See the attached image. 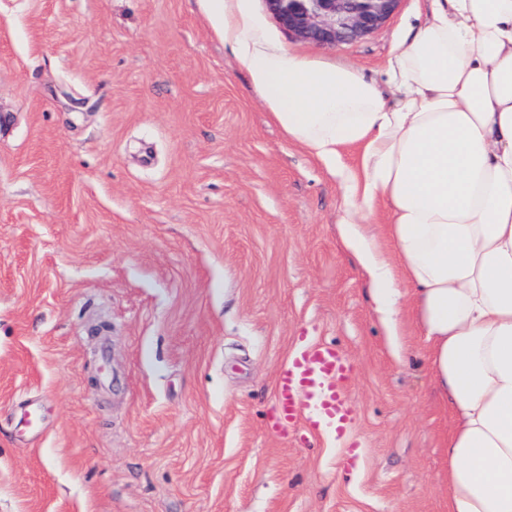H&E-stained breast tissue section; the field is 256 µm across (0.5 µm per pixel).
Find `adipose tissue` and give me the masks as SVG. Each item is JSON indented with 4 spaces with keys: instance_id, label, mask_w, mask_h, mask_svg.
<instances>
[{
    "instance_id": "obj_1",
    "label": "adipose tissue",
    "mask_w": 512,
    "mask_h": 512,
    "mask_svg": "<svg viewBox=\"0 0 512 512\" xmlns=\"http://www.w3.org/2000/svg\"><path fill=\"white\" fill-rule=\"evenodd\" d=\"M243 2L199 0L284 134L338 178L342 239L392 346L414 306L451 409L448 512H512V0H427L390 100L354 67L271 47Z\"/></svg>"
}]
</instances>
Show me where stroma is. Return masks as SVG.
I'll return each instance as SVG.
<instances>
[{
  "label": "stroma",
  "instance_id": "1",
  "mask_svg": "<svg viewBox=\"0 0 512 512\" xmlns=\"http://www.w3.org/2000/svg\"><path fill=\"white\" fill-rule=\"evenodd\" d=\"M245 6L389 96L425 0L334 47ZM344 209L198 0H0V512H447L428 345L408 309L393 352ZM316 341L354 362L337 437L277 426Z\"/></svg>",
  "mask_w": 512,
  "mask_h": 512
}]
</instances>
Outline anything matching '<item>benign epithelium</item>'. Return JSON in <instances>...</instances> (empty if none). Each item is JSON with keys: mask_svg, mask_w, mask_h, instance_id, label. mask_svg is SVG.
Masks as SVG:
<instances>
[{"mask_svg": "<svg viewBox=\"0 0 512 512\" xmlns=\"http://www.w3.org/2000/svg\"><path fill=\"white\" fill-rule=\"evenodd\" d=\"M288 35L325 46L363 37L397 9L400 0H264Z\"/></svg>", "mask_w": 512, "mask_h": 512, "instance_id": "1", "label": "benign epithelium"}]
</instances>
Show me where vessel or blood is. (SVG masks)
<instances>
[{
  "instance_id": "obj_1",
  "label": "vessel or blood",
  "mask_w": 512,
  "mask_h": 512,
  "mask_svg": "<svg viewBox=\"0 0 512 512\" xmlns=\"http://www.w3.org/2000/svg\"><path fill=\"white\" fill-rule=\"evenodd\" d=\"M351 370L348 358L334 347L313 343L301 348L275 381L281 420L341 429L353 413L345 389Z\"/></svg>"
}]
</instances>
